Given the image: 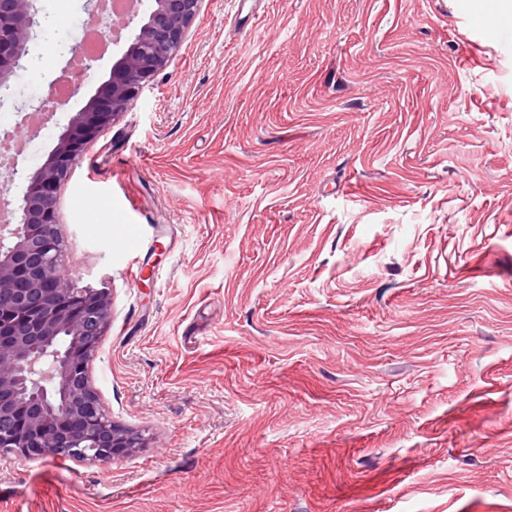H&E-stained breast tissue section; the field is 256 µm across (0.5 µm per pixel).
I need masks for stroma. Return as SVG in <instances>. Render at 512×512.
<instances>
[{
    "mask_svg": "<svg viewBox=\"0 0 512 512\" xmlns=\"http://www.w3.org/2000/svg\"><path fill=\"white\" fill-rule=\"evenodd\" d=\"M37 6L0 107L29 174L118 51L19 128L91 8ZM58 231L110 291L91 382L143 443L0 451V512H512V0H201Z\"/></svg>",
    "mask_w": 512,
    "mask_h": 512,
    "instance_id": "35a3bbf8",
    "label": "stroma"
}]
</instances>
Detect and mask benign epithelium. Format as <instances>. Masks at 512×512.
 Here are the masks:
<instances>
[{
	"instance_id": "obj_1",
	"label": "benign epithelium",
	"mask_w": 512,
	"mask_h": 512,
	"mask_svg": "<svg viewBox=\"0 0 512 512\" xmlns=\"http://www.w3.org/2000/svg\"><path fill=\"white\" fill-rule=\"evenodd\" d=\"M38 0H0V104L40 25ZM199 0H150L109 77L70 118L21 203L0 221V448L24 459L65 450L110 462L140 445L112 421L91 385L90 366L110 320L106 288H77L62 273V185L87 148L162 71L182 43ZM0 174V201L18 174Z\"/></svg>"
}]
</instances>
